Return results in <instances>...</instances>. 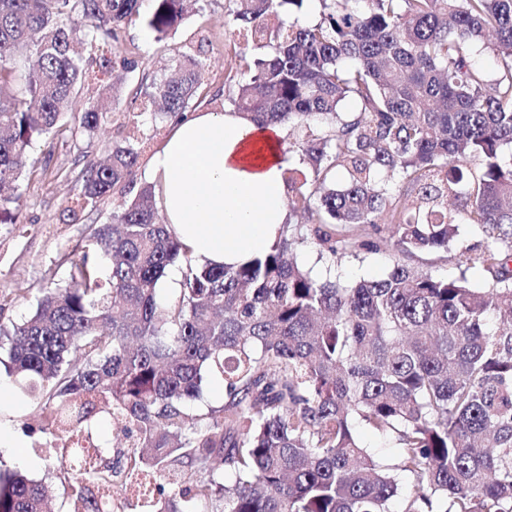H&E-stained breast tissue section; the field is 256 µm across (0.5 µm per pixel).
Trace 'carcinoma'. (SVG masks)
I'll return each mask as SVG.
<instances>
[{"label": "carcinoma", "instance_id": "carcinoma-1", "mask_svg": "<svg viewBox=\"0 0 512 512\" xmlns=\"http://www.w3.org/2000/svg\"><path fill=\"white\" fill-rule=\"evenodd\" d=\"M153 0L160 41L185 3ZM232 25L270 47L238 82L235 110L291 131L311 170L285 172L288 211L267 253L201 264L138 184L143 140L115 143L81 176L72 223L91 229L67 275L38 289L21 323H0V363L42 394L40 431L79 435L100 414L126 447L67 448L73 512H512V0H317L314 23H285L310 0H235ZM140 0H0V212L17 208L37 138L93 136L118 89L66 119L95 71L133 72L104 53ZM491 36L495 72L477 65ZM206 36L174 48L137 104L168 123L200 103ZM351 99L356 108L339 111ZM344 179L337 180L336 173ZM483 233L479 252L459 239ZM320 258L395 252L389 271L320 280ZM454 252L486 286L413 263ZM183 259L181 288L162 295ZM224 403L188 405L210 381ZM393 437L397 463L364 447L356 422ZM51 485L0 463V512H49ZM297 259L306 269H309L313 275L323 278L326 276V267L328 261L319 260L317 252L309 246H302L296 250Z\"/></svg>", "mask_w": 512, "mask_h": 512}]
</instances>
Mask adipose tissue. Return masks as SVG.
<instances>
[{
  "label": "adipose tissue",
  "mask_w": 512,
  "mask_h": 512,
  "mask_svg": "<svg viewBox=\"0 0 512 512\" xmlns=\"http://www.w3.org/2000/svg\"><path fill=\"white\" fill-rule=\"evenodd\" d=\"M284 129L235 112H192L149 162L167 224L200 262L267 252L288 218Z\"/></svg>",
  "instance_id": "ef3b65f1"
}]
</instances>
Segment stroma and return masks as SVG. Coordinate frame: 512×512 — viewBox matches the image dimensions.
Segmentation results:
<instances>
[{
    "label": "stroma",
    "instance_id": "stroma-1",
    "mask_svg": "<svg viewBox=\"0 0 512 512\" xmlns=\"http://www.w3.org/2000/svg\"><path fill=\"white\" fill-rule=\"evenodd\" d=\"M234 0H205L204 11H190L175 33L164 40H156L147 29L144 17L153 9V0H143L139 15L124 26L123 41L117 46L120 54H139L140 65L135 72L114 71L98 75V83L120 82L121 92L113 101L110 113L93 137L57 143L51 146L36 141L32 157L42 160L52 155V164L60 169V176L34 177L23 184V196L16 223H0V293L8 295V303L0 308V322H19L30 314L29 299L37 288L45 285L50 276L65 277L70 261L84 246L89 234L85 224H69L65 215L76 204L78 191L65 173L99 163L113 141L119 140L130 128H140L147 134L139 163V176L151 180L149 159L167 140L169 128H156L150 114L134 113L132 101L150 88L155 74L160 73L174 47L190 33L201 30L209 40L205 48V83L208 91L223 90L225 97H234L236 81L246 71L238 56L239 38L231 26ZM393 262L389 251H361L336 259V273L344 280L375 278L383 275ZM40 410L31 397L13 395L0 397V423L8 426L20 441L19 454H4L6 464L25 470L31 476L43 475L45 456H53L57 469L54 480L55 512H71L72 501L66 480L69 461L61 448L68 444V436L58 440L60 449L51 453L42 448L38 430Z\"/></svg>",
    "mask_w": 512,
    "mask_h": 512
}]
</instances>
